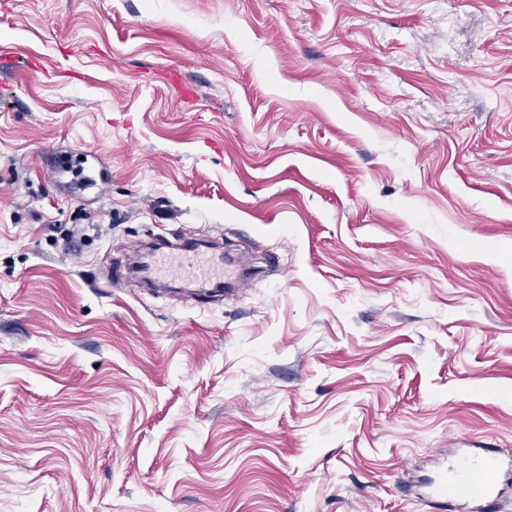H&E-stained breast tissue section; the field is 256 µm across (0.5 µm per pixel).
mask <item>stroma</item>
Masks as SVG:
<instances>
[{
  "label": "stroma",
  "mask_w": 512,
  "mask_h": 512,
  "mask_svg": "<svg viewBox=\"0 0 512 512\" xmlns=\"http://www.w3.org/2000/svg\"><path fill=\"white\" fill-rule=\"evenodd\" d=\"M0 52V512H448L512 454V0H0ZM216 227L246 291L137 282ZM504 463L488 448H472L448 461L432 495L490 510L499 495Z\"/></svg>",
  "instance_id": "35a3bbf8"
}]
</instances>
